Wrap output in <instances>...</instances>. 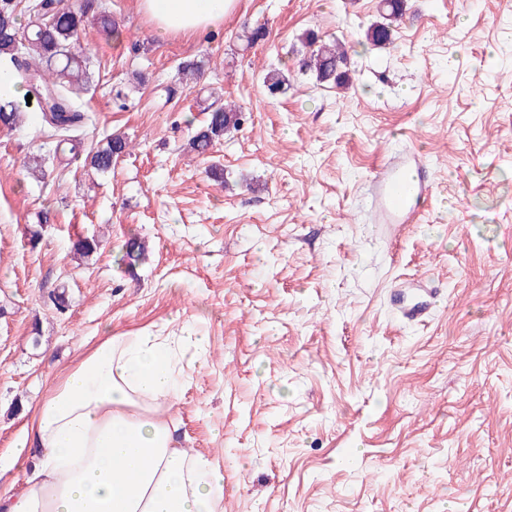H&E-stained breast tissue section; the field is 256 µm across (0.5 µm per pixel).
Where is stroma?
<instances>
[{
  "instance_id": "obj_1",
  "label": "stroma",
  "mask_w": 512,
  "mask_h": 512,
  "mask_svg": "<svg viewBox=\"0 0 512 512\" xmlns=\"http://www.w3.org/2000/svg\"><path fill=\"white\" fill-rule=\"evenodd\" d=\"M96 3L118 31L88 23L73 46L84 147L119 134L126 154L105 174L68 163L34 104L0 125V455L105 331L195 328L207 362L166 413L223 469L222 512H512V0H407L386 50L364 42L379 0H239L194 38ZM310 30L352 44V89L299 73ZM218 98L243 121L200 157L188 140ZM409 151L435 191L394 238L373 179ZM80 236L100 248L76 254ZM417 277L440 293L422 324L393 306L424 300Z\"/></svg>"
}]
</instances>
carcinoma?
<instances>
[{
	"label": "carcinoma",
	"mask_w": 512,
	"mask_h": 512,
	"mask_svg": "<svg viewBox=\"0 0 512 512\" xmlns=\"http://www.w3.org/2000/svg\"><path fill=\"white\" fill-rule=\"evenodd\" d=\"M57 4V10L49 17L50 23L39 26L30 22V30L25 37L26 54L45 62L47 74H36L18 60L19 28L12 0H0V56L3 57L4 69L12 73L15 83L24 86L26 93L40 94L48 102L49 111L42 112V117L56 131L55 150L67 151L71 159L76 160L82 150L79 131L89 121L88 113L77 105L87 78L82 60L70 51L69 45L84 25L93 3L83 0L79 6L71 7L63 0H57ZM405 10L406 0H381L380 20L366 32L369 44L376 49L393 44L394 24ZM302 41L306 51L299 59V71L311 74L319 83H333L344 89L351 87V61L344 42H324L313 31L306 32ZM285 81L286 77L278 69H270L263 75V84L271 95L281 92ZM20 116V104L4 99L0 104V123L14 125ZM241 120L242 112L236 105L211 103L203 125L189 139L191 148L199 155L207 154L224 138V134L238 128ZM127 147L128 142L123 136L111 135L105 146L89 151L85 161L91 169L104 174L112 170L114 160L126 153ZM145 259L143 243L135 237L130 238L125 245L123 260L133 269Z\"/></svg>",
	"instance_id": "1"
}]
</instances>
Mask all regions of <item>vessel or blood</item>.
Returning <instances> with one entry per match:
<instances>
[{
	"instance_id": "b4317fda",
	"label": "vessel or blood",
	"mask_w": 512,
	"mask_h": 512,
	"mask_svg": "<svg viewBox=\"0 0 512 512\" xmlns=\"http://www.w3.org/2000/svg\"><path fill=\"white\" fill-rule=\"evenodd\" d=\"M434 172L417 157L382 164L376 175V211L383 223L414 224L431 200Z\"/></svg>"
}]
</instances>
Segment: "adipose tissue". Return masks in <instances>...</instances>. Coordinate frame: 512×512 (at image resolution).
Segmentation results:
<instances>
[{
  "label": "adipose tissue",
  "mask_w": 512,
  "mask_h": 512,
  "mask_svg": "<svg viewBox=\"0 0 512 512\" xmlns=\"http://www.w3.org/2000/svg\"><path fill=\"white\" fill-rule=\"evenodd\" d=\"M236 0H138L161 35L221 24ZM183 353L152 333L102 337L39 399L17 446L34 463L0 512H218L223 471L179 448L163 402L183 387Z\"/></svg>",
  "instance_id": "1"
}]
</instances>
